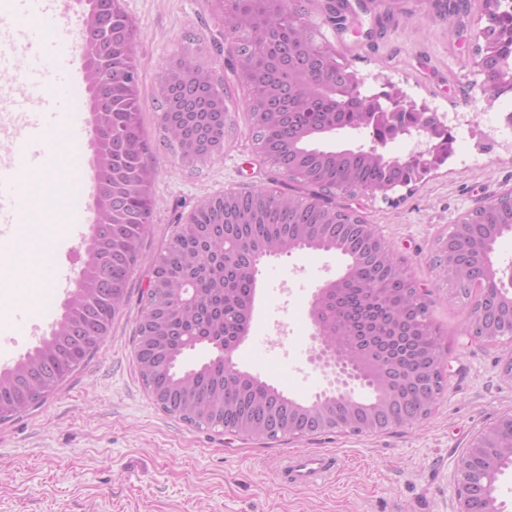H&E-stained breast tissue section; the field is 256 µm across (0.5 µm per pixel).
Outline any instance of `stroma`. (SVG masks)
Masks as SVG:
<instances>
[{"label":"stroma","mask_w":512,"mask_h":512,"mask_svg":"<svg viewBox=\"0 0 512 512\" xmlns=\"http://www.w3.org/2000/svg\"><path fill=\"white\" fill-rule=\"evenodd\" d=\"M136 25L135 64L143 128L156 164L151 233L153 256L200 199L228 190L275 187L280 176L260 162L243 109L219 159L192 167L167 149L158 131L160 76L170 59L195 56L216 81L230 78L213 48L217 36L210 0H121ZM446 21L433 0H404L402 11L360 15L336 33L311 14L326 43L354 46L348 59L379 92L393 82L407 99L441 112H464L481 128L512 110V94L487 103L483 77L471 64L475 34L485 25L480 0ZM454 153L441 168L388 196L337 193L338 205L373 224L405 270L424 290L445 359L447 388L431 415L412 427L381 434L333 430L275 441L221 428L197 427L159 409L147 395L133 356L140 296L148 283L139 266L129 300L102 350L38 407L0 423V512H455L460 457L479 432L512 411V381L501 374L512 339H469L465 321L474 300L457 295L436 264L437 241L451 224L512 190V160H475L471 132H453ZM346 267L337 252L295 253L260 267L251 331L235 352L241 370L309 400L323 389L308 362L309 301L315 288ZM70 291L58 288L41 318H14L0 330V369L11 366L48 335ZM290 453H324L335 471L325 482L295 486L280 466Z\"/></svg>","instance_id":"1"}]
</instances>
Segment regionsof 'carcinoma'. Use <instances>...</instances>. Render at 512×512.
<instances>
[{
  "mask_svg": "<svg viewBox=\"0 0 512 512\" xmlns=\"http://www.w3.org/2000/svg\"><path fill=\"white\" fill-rule=\"evenodd\" d=\"M315 0H237L224 12V42L232 58L236 84L251 90L245 107L261 162L280 175L299 171L284 190L259 187L246 194L225 192L205 198L191 222L176 225L169 241L149 262L150 277L142 292L140 321L133 336L139 377L149 396L167 414L198 427L237 424L240 433L264 439L267 420L288 419L298 400L246 371H227L224 360L188 368L187 351L205 341L228 349L248 335L254 311L258 267L272 255L338 251L355 264L341 278L318 312L328 340L342 357L355 347L343 333L347 313L359 310L369 326L384 325V355L411 365L435 338L429 307L413 298L412 283L394 255L379 239L364 234L367 220L333 204L338 188L353 192L373 187L407 186L443 165L453 153L454 137L441 132L427 166L396 165L380 151L360 145L337 148L323 134L366 129L380 139L392 131L384 121L381 99L352 98L344 109L327 98H314L308 76L333 82L347 92L360 81L348 60L322 50L319 28L309 23ZM501 37L478 36L486 51L499 58L491 102L504 87L512 88V12L498 10ZM115 43L130 45L126 57L112 62L128 71V92L117 98L115 112L105 116L112 134L95 142L94 154L105 161L109 176L93 190L103 211L106 232L83 243L85 260L80 285L65 304L49 336L12 367L0 370V423L29 411L56 390L80 365L99 352L112 323L127 303L128 285L144 260L154 209V168L148 163L139 106L134 24L112 27ZM83 68L105 63L98 39L86 35ZM183 96H162L158 124L163 144L183 161L194 153L212 159L224 153L226 129L232 126L231 85H210L189 76L175 80ZM460 239H439L438 263L454 262L463 276L452 279L456 292L470 296L474 267L470 251L512 226V191L462 218ZM195 294L192 306L179 303L183 291Z\"/></svg>",
  "mask_w": 512,
  "mask_h": 512,
  "instance_id": "1",
  "label": "carcinoma"
}]
</instances>
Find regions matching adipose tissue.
Listing matches in <instances>:
<instances>
[{
  "label": "adipose tissue",
  "instance_id": "obj_1",
  "mask_svg": "<svg viewBox=\"0 0 512 512\" xmlns=\"http://www.w3.org/2000/svg\"><path fill=\"white\" fill-rule=\"evenodd\" d=\"M48 142L56 161L48 168L20 166L23 197L19 221L0 237V250L7 252L11 272L0 283V324L10 321L9 309L22 305L39 313L51 300L55 283L45 270L51 265L57 242L69 229L65 217L76 210L86 190L76 158V149L59 130L49 131Z\"/></svg>",
  "mask_w": 512,
  "mask_h": 512
}]
</instances>
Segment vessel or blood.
I'll return each instance as SVG.
<instances>
[{
    "label": "vessel or blood",
    "instance_id": "obj_1",
    "mask_svg": "<svg viewBox=\"0 0 512 512\" xmlns=\"http://www.w3.org/2000/svg\"><path fill=\"white\" fill-rule=\"evenodd\" d=\"M53 0H20L19 10L29 26L11 31L10 39L24 43L28 52L26 66L0 52V70L12 74V84L23 88L35 99L37 108L15 131L24 148L28 166L40 168L50 163L44 137L48 130L64 127L70 141H81L87 132L75 114V101L82 84L75 64L69 33L57 31L52 39H43L38 23L45 18ZM19 193L15 168L0 167V223H12ZM334 464L331 458L316 453L290 455L282 464L288 483L305 486L325 480Z\"/></svg>",
    "mask_w": 512,
    "mask_h": 512
}]
</instances>
